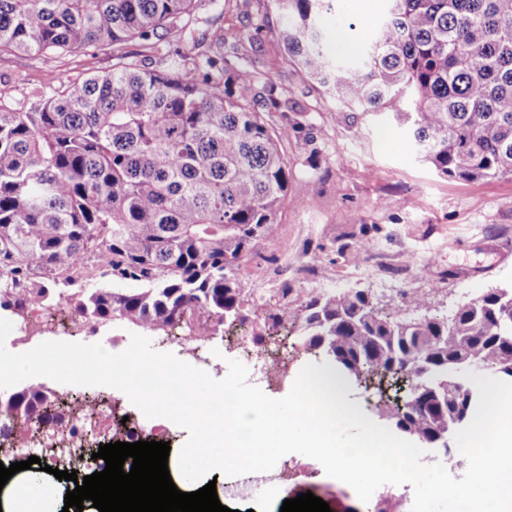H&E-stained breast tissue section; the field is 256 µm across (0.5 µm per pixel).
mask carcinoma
<instances>
[{"label": "carcinoma", "instance_id": "cac0c4a2", "mask_svg": "<svg viewBox=\"0 0 512 512\" xmlns=\"http://www.w3.org/2000/svg\"><path fill=\"white\" fill-rule=\"evenodd\" d=\"M335 0H271L274 37L345 108L388 109L407 123L422 160L461 180L512 177V0H388L387 18L360 61L323 47L320 16ZM223 0H0V51H116L112 69L83 80L50 78L26 107L0 103V308L24 313L50 287L93 272L113 285L86 288L74 312L96 325L127 322L169 340L200 327L215 336L241 317L235 270L276 239L290 165L281 142L304 125L286 111L272 124L259 103L277 102L269 80L231 66L224 45L263 29L224 35ZM167 50L154 66L118 52L128 41ZM193 65L198 77L182 78ZM366 232L338 247L356 261ZM135 288H123V283ZM429 295L387 312L365 291L303 297L253 332L296 356L332 364L378 392L382 417L409 438L448 430L478 392L464 373L512 382V288H496L446 316ZM402 382L403 399L383 384ZM428 397L429 415L410 409ZM53 393L36 383L0 398V436L16 420L52 424Z\"/></svg>", "mask_w": 512, "mask_h": 512}]
</instances>
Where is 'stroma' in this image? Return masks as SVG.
Returning <instances> with one entry per match:
<instances>
[{"instance_id": "stroma-1", "label": "stroma", "mask_w": 512, "mask_h": 512, "mask_svg": "<svg viewBox=\"0 0 512 512\" xmlns=\"http://www.w3.org/2000/svg\"><path fill=\"white\" fill-rule=\"evenodd\" d=\"M388 11L387 0H335L319 25L327 35L330 56L360 58L370 35ZM270 0H224V29L252 28L258 18L273 15ZM356 30L352 50L336 45L337 32ZM111 50L97 54H39L0 52V101H26L40 91L49 74L74 80L111 70ZM237 67L248 70L257 84L274 80L277 103L267 105L271 120L290 110L304 115L300 138L288 140L292 179L279 218L278 237L288 246L296 265L289 275L291 299L306 296L305 279L315 268L324 287L355 286L390 308H398L403 293L430 294L433 310L446 314L458 303L491 288L512 287V177L462 181L439 174L421 161L407 129L390 115L356 109L340 111L334 98L317 83L301 82L272 33L264 31L239 51ZM376 225L374 249L357 264L364 275L336 254L337 246L360 225ZM428 258L427 266L383 280L379 272L400 267L407 254ZM274 256L257 247L237 271L244 303L241 313L255 319L260 310L275 311L274 303L256 291L257 267ZM135 325L114 322L97 328L85 324L64 330L42 324L38 341H92L119 353L130 344ZM259 344L244 340L242 347H227L222 337L202 344L199 355H184L189 365L207 360L208 374L224 379L230 361L252 366ZM312 492L328 503L331 512H372L371 503L359 500L347 484L323 475L298 477L284 488H266L254 499L230 502L231 512H280L284 500Z\"/></svg>"}]
</instances>
